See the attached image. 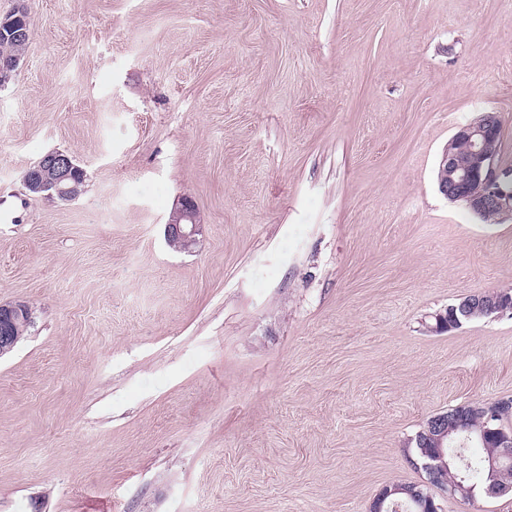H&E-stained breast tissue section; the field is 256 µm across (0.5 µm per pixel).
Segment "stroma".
Instances as JSON below:
<instances>
[{
	"label": "stroma",
	"mask_w": 512,
	"mask_h": 512,
	"mask_svg": "<svg viewBox=\"0 0 512 512\" xmlns=\"http://www.w3.org/2000/svg\"><path fill=\"white\" fill-rule=\"evenodd\" d=\"M0 512H369L411 440L512 397V219L437 188L484 112L512 164V0H0ZM72 155L86 189L29 196ZM191 252L164 241L184 198ZM25 8L23 6L19 7L13 14H15L12 18H7V16L1 17L0 19V32L5 33V30L8 31L10 36L17 39H29L30 33L24 29L13 23V20L19 17L22 13L25 12ZM0 33V84L3 85L7 82L13 72H15L19 66V61L17 59L7 58V57H17L23 59L29 41L25 40H17L9 37V35L5 36ZM4 57V58H3ZM78 172L82 169L71 156L49 151L26 170L23 185L33 196L69 202L80 196L75 182ZM447 311V314L436 315L437 323L439 324L442 318L447 317L448 326L456 327L461 325L463 321L471 320L476 313H482L490 317L494 314L506 312L512 314V300L492 292L469 294L463 297L457 305L448 307ZM482 318L476 317L472 320ZM29 323L33 324V317L31 309L26 303L0 305V358L14 349L17 341L15 334L19 327ZM30 327L19 330L17 344L28 334Z\"/></svg>",
	"instance_id": "stroma-1"
}]
</instances>
